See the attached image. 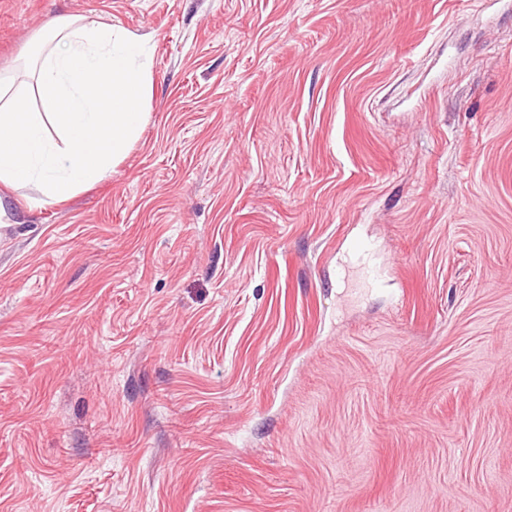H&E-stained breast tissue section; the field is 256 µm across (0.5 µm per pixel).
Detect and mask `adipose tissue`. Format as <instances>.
I'll return each mask as SVG.
<instances>
[{
  "mask_svg": "<svg viewBox=\"0 0 512 512\" xmlns=\"http://www.w3.org/2000/svg\"><path fill=\"white\" fill-rule=\"evenodd\" d=\"M30 65L36 94L0 78V186L61 203L101 182L139 139L153 92L150 54L126 30L50 20Z\"/></svg>",
  "mask_w": 512,
  "mask_h": 512,
  "instance_id": "ef3b65f1",
  "label": "adipose tissue"
}]
</instances>
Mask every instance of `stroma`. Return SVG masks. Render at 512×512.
<instances>
[{"label": "stroma", "instance_id": "obj_1", "mask_svg": "<svg viewBox=\"0 0 512 512\" xmlns=\"http://www.w3.org/2000/svg\"><path fill=\"white\" fill-rule=\"evenodd\" d=\"M144 39L149 120L0 216V512H512V0H0Z\"/></svg>", "mask_w": 512, "mask_h": 512}]
</instances>
